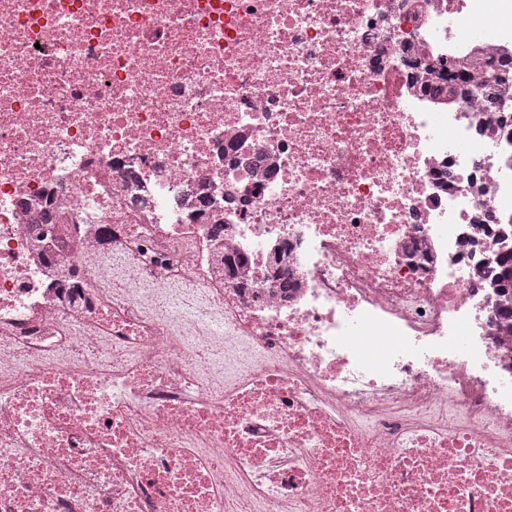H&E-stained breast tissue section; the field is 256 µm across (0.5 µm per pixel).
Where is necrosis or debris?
I'll return each mask as SVG.
<instances>
[{
	"label": "necrosis or debris",
	"instance_id": "4bbe7bcc",
	"mask_svg": "<svg viewBox=\"0 0 512 512\" xmlns=\"http://www.w3.org/2000/svg\"><path fill=\"white\" fill-rule=\"evenodd\" d=\"M510 57L512 0H0V512H512Z\"/></svg>",
	"mask_w": 512,
	"mask_h": 512
}]
</instances>
